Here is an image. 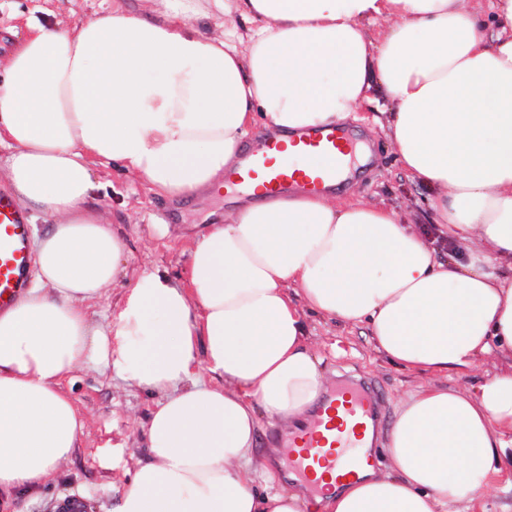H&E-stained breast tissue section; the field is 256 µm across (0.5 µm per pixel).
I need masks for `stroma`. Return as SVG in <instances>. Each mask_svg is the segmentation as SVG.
Masks as SVG:
<instances>
[{
    "label": "stroma",
    "mask_w": 512,
    "mask_h": 512,
    "mask_svg": "<svg viewBox=\"0 0 512 512\" xmlns=\"http://www.w3.org/2000/svg\"><path fill=\"white\" fill-rule=\"evenodd\" d=\"M112 6V0H0V57L13 50L29 26L75 17L86 21ZM380 103H365L344 122V130L363 152L350 164L356 198L397 212H411L416 226L432 224V190L401 166L385 128L377 118ZM103 186L94 203L108 214L125 248L122 271L89 313L106 325L123 293L140 275L160 270L181 279L187 272V249L192 238L220 213L241 204L240 193L226 188L189 202L155 195L142 181L117 167L97 168ZM304 320L329 384L340 375L371 383L382 393L384 424H392L394 406L418 386L424 376L402 370L380 354L369 331L313 311ZM63 388L87 426L70 461L33 497L17 500L19 512H57V504L73 497L83 512H109L131 479L138 463L146 461L147 422L159 397L137 387L119 373L83 365L64 381Z\"/></svg>",
    "instance_id": "obj_1"
}]
</instances>
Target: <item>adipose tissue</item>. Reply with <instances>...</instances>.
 <instances>
[{"label":"adipose tissue","mask_w":512,"mask_h":512,"mask_svg":"<svg viewBox=\"0 0 512 512\" xmlns=\"http://www.w3.org/2000/svg\"><path fill=\"white\" fill-rule=\"evenodd\" d=\"M153 2L36 25L0 69L7 181L52 219L34 285L0 313V512L71 458L86 421L62 384L86 364L161 397L115 512H479L512 476V368L473 392L438 379L512 354V0ZM206 14L245 27L207 33ZM381 18L391 27L369 39ZM375 88L402 167L435 189L439 232L467 261L392 211L297 186L208 224L188 280L142 274L107 326L90 318L124 255L90 203L93 163L187 200L238 166L250 127L285 141ZM307 309L365 325L392 363L433 379L397 408L391 472L310 502L256 491L252 467L262 419L297 420L324 388ZM201 364L221 385L196 381Z\"/></svg>","instance_id":"ef3b65f1"}]
</instances>
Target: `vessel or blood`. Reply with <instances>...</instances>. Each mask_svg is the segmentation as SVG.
Here are the masks:
<instances>
[{"label": "vessel or blood", "instance_id": "1", "mask_svg": "<svg viewBox=\"0 0 512 512\" xmlns=\"http://www.w3.org/2000/svg\"><path fill=\"white\" fill-rule=\"evenodd\" d=\"M353 145L334 125L309 128L290 145L273 142L250 153L228 182L239 191L277 194L302 182L308 192L329 191L337 173L350 165ZM32 264L31 226L24 207L0 193V312L28 285ZM378 395L344 381L316 403L306 426L288 437L290 466L313 493L360 475L370 464L368 433L377 431Z\"/></svg>", "mask_w": 512, "mask_h": 512}]
</instances>
